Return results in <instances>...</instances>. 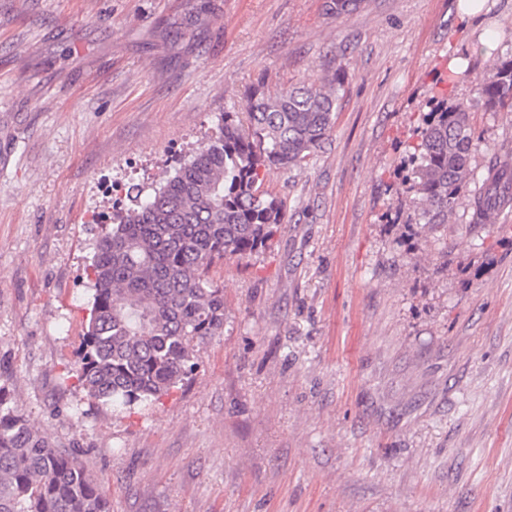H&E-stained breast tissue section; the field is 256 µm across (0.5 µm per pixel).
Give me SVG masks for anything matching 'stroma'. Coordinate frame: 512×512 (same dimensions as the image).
Listing matches in <instances>:
<instances>
[{
  "label": "stroma",
  "instance_id": "stroma-1",
  "mask_svg": "<svg viewBox=\"0 0 512 512\" xmlns=\"http://www.w3.org/2000/svg\"><path fill=\"white\" fill-rule=\"evenodd\" d=\"M458 2L0 0V388L110 512H512V214L474 230L462 199L427 231L410 179L438 101L470 114L474 183L512 152L477 94L512 0L479 24ZM258 85L337 92L320 147L261 184L283 224L212 267L224 329L188 381L88 401L101 221Z\"/></svg>",
  "mask_w": 512,
  "mask_h": 512
}]
</instances>
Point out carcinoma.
<instances>
[{
	"instance_id": "1",
	"label": "carcinoma",
	"mask_w": 512,
	"mask_h": 512,
	"mask_svg": "<svg viewBox=\"0 0 512 512\" xmlns=\"http://www.w3.org/2000/svg\"><path fill=\"white\" fill-rule=\"evenodd\" d=\"M361 0H328L341 16ZM489 112H512V60L494 62L478 84ZM336 97L321 88L247 94L245 119L226 112L214 135L153 193L132 187L131 205L99 235L87 276L93 301L78 349V384L115 410L152 406L197 367V345L224 329V290L209 277L227 256L267 245L283 223L281 202L259 194L274 166H298L331 129ZM468 111L436 104L413 153L420 208L435 229L462 196L468 224L482 228L512 210V154H498L470 189ZM0 512H109L97 481L56 453L0 396Z\"/></svg>"
}]
</instances>
